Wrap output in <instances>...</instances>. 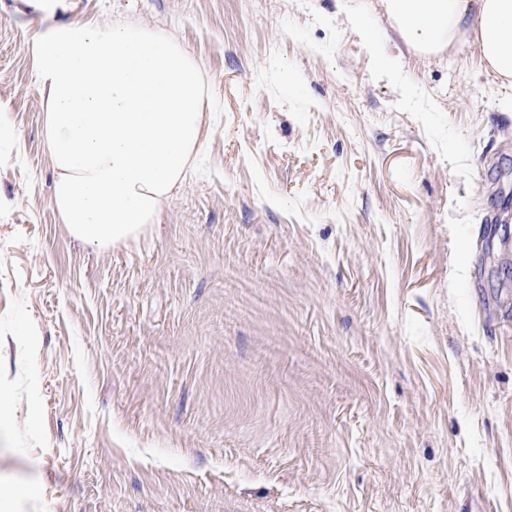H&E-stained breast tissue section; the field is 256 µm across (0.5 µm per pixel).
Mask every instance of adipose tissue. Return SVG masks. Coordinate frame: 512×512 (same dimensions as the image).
Here are the masks:
<instances>
[{"label": "adipose tissue", "instance_id": "1", "mask_svg": "<svg viewBox=\"0 0 512 512\" xmlns=\"http://www.w3.org/2000/svg\"><path fill=\"white\" fill-rule=\"evenodd\" d=\"M378 6L428 60L469 42L512 78V0ZM32 55L60 223L92 247L138 239L203 146L211 88L196 61L163 31L97 19L53 27Z\"/></svg>", "mask_w": 512, "mask_h": 512}]
</instances>
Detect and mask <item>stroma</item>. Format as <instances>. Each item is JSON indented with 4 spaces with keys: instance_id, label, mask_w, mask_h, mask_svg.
<instances>
[{
    "instance_id": "obj_1",
    "label": "stroma",
    "mask_w": 512,
    "mask_h": 512,
    "mask_svg": "<svg viewBox=\"0 0 512 512\" xmlns=\"http://www.w3.org/2000/svg\"><path fill=\"white\" fill-rule=\"evenodd\" d=\"M0 0V512H512V83L336 0ZM165 31L214 120L127 245L76 241L29 50ZM336 1L338 5V12L346 15L350 22L357 25L363 37L375 48L377 72L379 74L386 73V71L396 63L397 58L394 55H389L380 50L381 42L385 41L388 37L386 32L384 31L381 37L378 36V34L364 22L361 12L357 9L354 3H351L354 0Z\"/></svg>"
}]
</instances>
